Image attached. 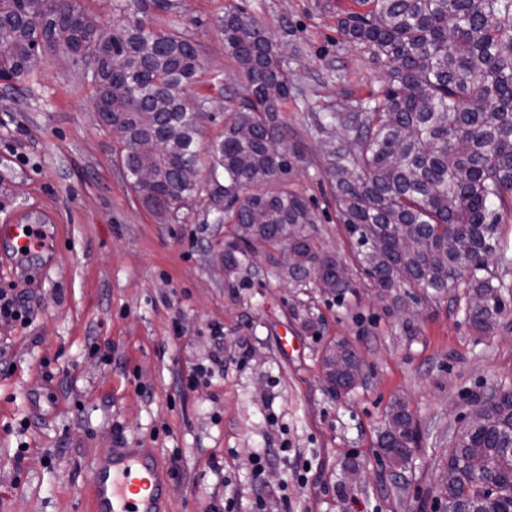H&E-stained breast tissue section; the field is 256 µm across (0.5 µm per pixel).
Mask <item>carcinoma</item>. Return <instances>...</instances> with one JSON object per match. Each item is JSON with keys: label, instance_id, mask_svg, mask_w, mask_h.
<instances>
[{"label": "carcinoma", "instance_id": "cac0c4a2", "mask_svg": "<svg viewBox=\"0 0 512 512\" xmlns=\"http://www.w3.org/2000/svg\"><path fill=\"white\" fill-rule=\"evenodd\" d=\"M365 12L345 11L341 35L365 45L383 68V90L354 112L331 115L353 133L354 148L326 145L325 174L343 223L358 235L360 263L382 292L409 286L437 296L467 275L469 297L486 306L468 310L478 333L489 334L505 311L503 285L487 270L496 250V226L512 213V0H354ZM169 11L172 0H126L112 37L82 0H0V78L16 86L35 73L32 51L80 54L98 62L89 75L94 110L124 142L126 176L142 204L172 215L212 186L218 224L236 226L224 269L249 260L248 244L288 236L293 255L271 264L292 281L320 279L343 293L341 263L318 249L304 228L316 217L300 196L265 191L288 172L269 139L286 140L280 106L290 92L284 61L268 32L244 12L228 8L215 19L224 51L242 75L239 105L224 138L200 144L206 97L193 98L201 70L199 50L174 28H157L149 8ZM147 163L153 183L138 184ZM360 361L344 340L324 358L326 376L341 389L353 385ZM475 419L454 436L448 453L453 481L443 512H502L512 499V390L475 403ZM417 429L406 404L387 414L379 448L394 466L415 452ZM486 462L481 475L467 467Z\"/></svg>", "mask_w": 512, "mask_h": 512}]
</instances>
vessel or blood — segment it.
Returning <instances> with one entry per match:
<instances>
[{"label":"vessel or blood","mask_w":512,"mask_h":512,"mask_svg":"<svg viewBox=\"0 0 512 512\" xmlns=\"http://www.w3.org/2000/svg\"><path fill=\"white\" fill-rule=\"evenodd\" d=\"M13 253L39 256L53 245L39 225L10 227ZM161 463L144 448L117 447L96 457L91 467V512H168L169 486Z\"/></svg>","instance_id":"1"}]
</instances>
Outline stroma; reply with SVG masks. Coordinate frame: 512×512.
I'll use <instances>...</instances> for the list:
<instances>
[{"instance_id": "1", "label": "stroma", "mask_w": 512, "mask_h": 512, "mask_svg": "<svg viewBox=\"0 0 512 512\" xmlns=\"http://www.w3.org/2000/svg\"><path fill=\"white\" fill-rule=\"evenodd\" d=\"M237 4L269 32L288 69L281 107L302 142L271 190L302 195L306 234L353 284L342 295L277 275L269 263L226 276L234 227L208 193L177 217L146 208L120 164L122 144L93 118V87L72 59L48 56L0 92V226L40 217L62 242L18 262L0 234V287L31 310L0 321V512H86L91 464L109 448H148L171 485L170 512H437L454 434L478 399L512 389V305L482 335L464 286L437 298L379 293L328 188L326 124L385 76L345 40L351 0H179L155 12L201 49L193 95L230 100L241 78L215 19ZM357 352L363 378L336 393L323 354ZM404 402L419 429L412 459L384 461L386 413ZM362 471L351 481L348 468Z\"/></svg>"}]
</instances>
